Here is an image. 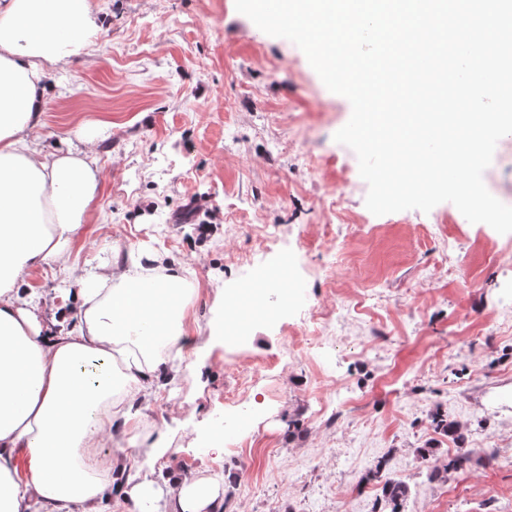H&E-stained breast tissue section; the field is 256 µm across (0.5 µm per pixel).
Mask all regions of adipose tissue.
Masks as SVG:
<instances>
[{
    "label": "adipose tissue",
    "mask_w": 512,
    "mask_h": 512,
    "mask_svg": "<svg viewBox=\"0 0 512 512\" xmlns=\"http://www.w3.org/2000/svg\"><path fill=\"white\" fill-rule=\"evenodd\" d=\"M89 0H0V512H224L218 481L183 475L160 491L144 466L101 460L99 437L130 436L174 367L193 368L188 272L113 253L76 281V305L38 316L31 270L66 271L100 190L94 153L33 140L49 70L98 30ZM29 468L19 476L17 454Z\"/></svg>",
    "instance_id": "ef3b65f1"
}]
</instances>
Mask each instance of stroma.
<instances>
[{
  "label": "stroma",
  "instance_id": "1",
  "mask_svg": "<svg viewBox=\"0 0 512 512\" xmlns=\"http://www.w3.org/2000/svg\"><path fill=\"white\" fill-rule=\"evenodd\" d=\"M92 6L99 29L51 70L34 137L54 150L92 135L101 191L71 275L28 280L48 315L114 246L189 269L194 370L139 415L169 448L155 480L222 479L224 512H379L382 460L410 487L405 512H512V233L449 202L373 215L355 152L334 139L350 102L235 0ZM283 263L274 318L224 308L228 289L262 287ZM239 315L242 339L211 337Z\"/></svg>",
  "mask_w": 512,
  "mask_h": 512
}]
</instances>
